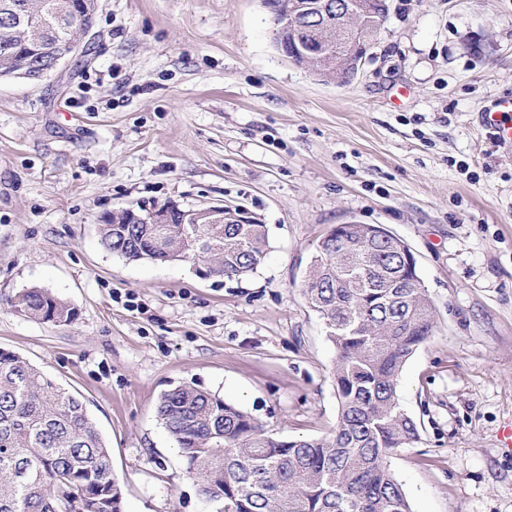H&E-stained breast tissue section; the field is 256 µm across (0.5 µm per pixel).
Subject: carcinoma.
I'll list each match as a JSON object with an SVG mask.
<instances>
[{
  "label": "carcinoma",
  "mask_w": 512,
  "mask_h": 512,
  "mask_svg": "<svg viewBox=\"0 0 512 512\" xmlns=\"http://www.w3.org/2000/svg\"><path fill=\"white\" fill-rule=\"evenodd\" d=\"M79 0H0V65L34 57L27 29L33 14L47 24L44 42L65 39L60 17ZM169 246L157 247L160 232ZM112 253L132 260L192 259L227 278L261 265L268 249L263 224H127L116 214L100 227ZM303 292L323 319L336 350L333 379L338 419L317 439L281 440L232 403L190 386L164 393L157 415L205 497L224 512H411L386 459L419 439L401 407L399 376L432 335L434 305L389 240L360 243L350 224L327 238ZM18 311L52 322L75 313L51 293L22 292ZM122 512V490L110 450L85 403L19 356L0 351V512Z\"/></svg>",
  "instance_id": "cac0c4a2"
}]
</instances>
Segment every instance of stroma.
I'll use <instances>...</instances> for the list:
<instances>
[{
    "instance_id": "35a3bbf8",
    "label": "stroma",
    "mask_w": 512,
    "mask_h": 512,
    "mask_svg": "<svg viewBox=\"0 0 512 512\" xmlns=\"http://www.w3.org/2000/svg\"><path fill=\"white\" fill-rule=\"evenodd\" d=\"M389 4L345 84L277 50L264 0H99L80 64L0 80V351L84 400L122 512H223L157 416L177 386L278 438L332 433L335 349L302 283L348 223L403 240L436 310L399 378L420 438L387 459L412 512H512V147L478 120L512 95V0ZM169 199L246 206L264 262L205 277L102 247L103 214ZM30 288L75 320L15 311Z\"/></svg>"
}]
</instances>
